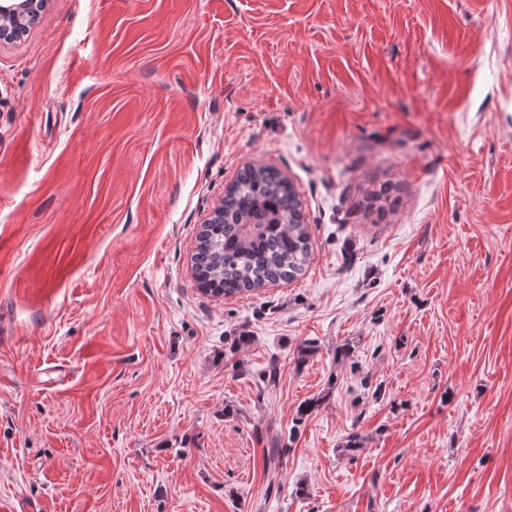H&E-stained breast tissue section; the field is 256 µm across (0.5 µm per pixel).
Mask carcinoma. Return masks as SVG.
I'll return each instance as SVG.
<instances>
[{
    "label": "carcinoma",
    "instance_id": "obj_1",
    "mask_svg": "<svg viewBox=\"0 0 512 512\" xmlns=\"http://www.w3.org/2000/svg\"><path fill=\"white\" fill-rule=\"evenodd\" d=\"M296 193L277 170L248 166L224 195L221 224H206L193 257L195 277H203L213 294H238L267 283L291 281L310 257L308 225L300 221ZM325 400L306 399L296 408L288 440ZM289 448L283 435H272L266 449L267 491L280 485L278 461Z\"/></svg>",
    "mask_w": 512,
    "mask_h": 512
}]
</instances>
